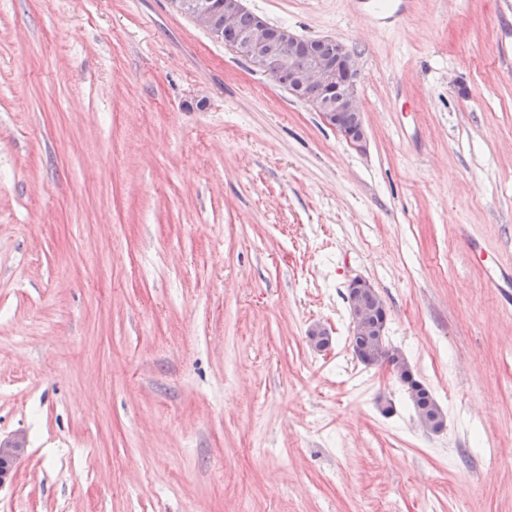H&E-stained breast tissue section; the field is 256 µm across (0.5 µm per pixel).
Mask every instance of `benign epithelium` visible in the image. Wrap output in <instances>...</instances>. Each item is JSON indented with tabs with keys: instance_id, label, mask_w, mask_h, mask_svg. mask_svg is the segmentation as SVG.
<instances>
[{
	"instance_id": "1",
	"label": "benign epithelium",
	"mask_w": 512,
	"mask_h": 512,
	"mask_svg": "<svg viewBox=\"0 0 512 512\" xmlns=\"http://www.w3.org/2000/svg\"><path fill=\"white\" fill-rule=\"evenodd\" d=\"M244 10L242 0H224V26L231 27ZM191 17L195 23L212 33H217L219 26L209 7V0H192ZM310 39L288 33V31L268 24L257 18L250 31L230 49L247 59L252 66L268 77H281L288 74V80L281 85L288 88L292 95L305 86L317 85L325 92V98L311 102L326 123L336 128L343 138L359 151L366 149L368 136L362 123V111L357 96L356 82L351 76L358 72L356 57L346 45L337 40L336 54L331 59L312 62H299ZM352 113L359 120L358 132H350L343 125L344 114ZM373 291L370 283L364 280L353 282L349 286L347 302L350 306L353 334L372 336L374 340L367 345L362 358L370 365L380 363L383 351L384 332L387 318L374 319L373 311L385 307L378 300L369 307L361 301L360 296ZM329 336L328 330L320 323L308 332L311 347L322 350ZM23 444L19 441L0 443V485L12 480L17 459L23 454Z\"/></svg>"
}]
</instances>
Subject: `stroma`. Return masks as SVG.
Here are the masks:
<instances>
[{
    "label": "stroma",
    "mask_w": 512,
    "mask_h": 512,
    "mask_svg": "<svg viewBox=\"0 0 512 512\" xmlns=\"http://www.w3.org/2000/svg\"><path fill=\"white\" fill-rule=\"evenodd\" d=\"M245 5L356 55L366 151L175 0H0V512H512V10ZM356 278L444 433L332 372ZM410 0H360L363 11L376 23H396L410 7ZM24 450L19 441L0 443V485L12 480L15 463Z\"/></svg>",
    "instance_id": "stroma-1"
}]
</instances>
